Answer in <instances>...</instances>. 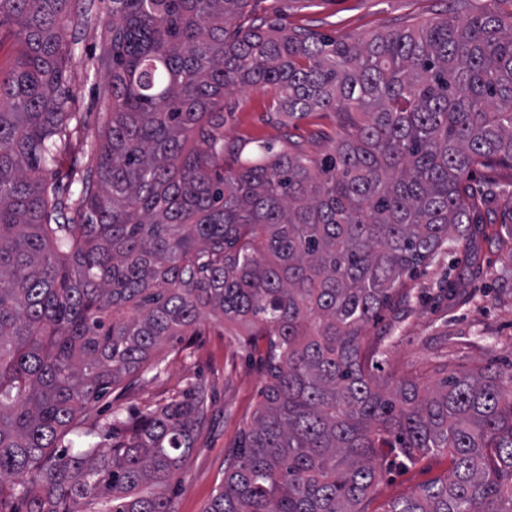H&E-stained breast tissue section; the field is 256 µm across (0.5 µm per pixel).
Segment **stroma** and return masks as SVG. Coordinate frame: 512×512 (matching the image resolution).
<instances>
[{"label": "stroma", "instance_id": "35a3bbf8", "mask_svg": "<svg viewBox=\"0 0 512 512\" xmlns=\"http://www.w3.org/2000/svg\"><path fill=\"white\" fill-rule=\"evenodd\" d=\"M111 9V0H78L66 31L71 51L64 81L68 106L81 113L83 133L93 141L102 133L99 117L106 110L98 95L105 75L98 59ZM453 9L452 0H250L247 13L265 25L351 40L439 20ZM338 130L331 109L303 119L277 113L269 87H245L224 97L228 143L246 146L264 140L280 150L296 141L314 154L328 147ZM450 280L456 285L452 294L446 289ZM506 280L494 244L482 238L470 256L450 255L421 269L409 282L411 302L386 310L365 328L366 336L385 339L382 370L404 367L430 381L439 362L452 371L478 364L512 373V290ZM261 356V348L242 344L240 337L226 335L223 329L208 328L193 337L189 350L168 349L161 377L122 400V407L140 408L191 381L204 382L212 393L209 422L175 486L174 512H204L223 482L224 461L236 452L240 432L260 401L266 379ZM448 468L447 457L441 455L425 457L410 468L385 460L373 512H385L392 501L446 476Z\"/></svg>", "mask_w": 512, "mask_h": 512}]
</instances>
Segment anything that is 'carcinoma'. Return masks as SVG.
Returning <instances> with one entry per match:
<instances>
[{"label":"carcinoma","mask_w":512,"mask_h":512,"mask_svg":"<svg viewBox=\"0 0 512 512\" xmlns=\"http://www.w3.org/2000/svg\"><path fill=\"white\" fill-rule=\"evenodd\" d=\"M248 2L112 0L94 143L64 86L72 0H0V512H174L209 389L98 404L206 321L265 341L266 382L204 512H369L383 448L450 464L384 512H512V374L377 378L363 335L419 267L471 250L496 196L474 167L512 166V0L349 42L246 25ZM244 86L347 132L315 157L260 144L223 176ZM75 154L76 195L45 179ZM487 238L512 268V207ZM80 432L109 444H65ZM14 29L15 25L7 19L4 20L3 26L0 27V37H2L0 41V68L2 72L7 71L14 60L15 45L11 36V31Z\"/></svg>","instance_id":"carcinoma-1"}]
</instances>
